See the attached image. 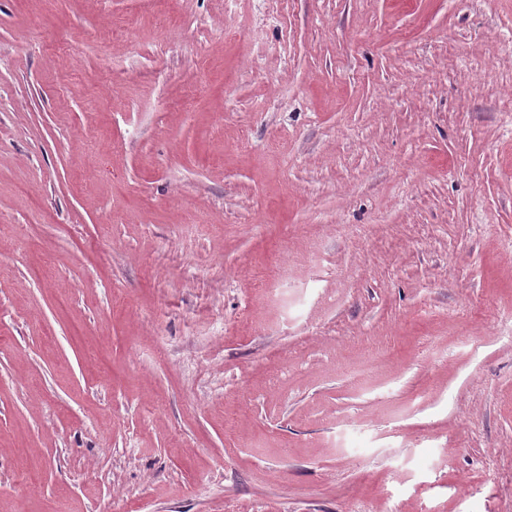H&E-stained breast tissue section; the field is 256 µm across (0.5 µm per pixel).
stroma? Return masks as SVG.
Segmentation results:
<instances>
[{
  "label": "stroma",
  "instance_id": "35a3bbf8",
  "mask_svg": "<svg viewBox=\"0 0 512 512\" xmlns=\"http://www.w3.org/2000/svg\"><path fill=\"white\" fill-rule=\"evenodd\" d=\"M0 512H512V0H0Z\"/></svg>",
  "mask_w": 512,
  "mask_h": 512
}]
</instances>
